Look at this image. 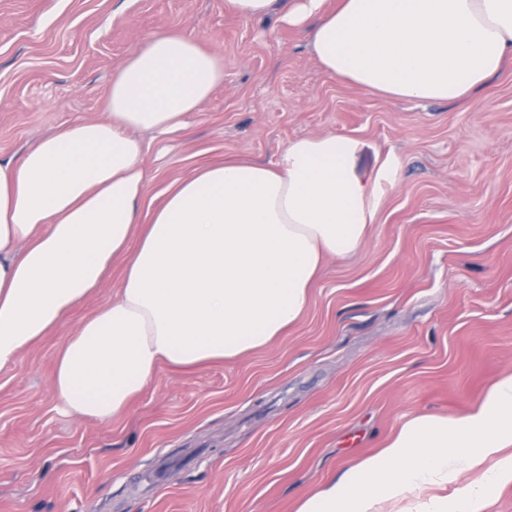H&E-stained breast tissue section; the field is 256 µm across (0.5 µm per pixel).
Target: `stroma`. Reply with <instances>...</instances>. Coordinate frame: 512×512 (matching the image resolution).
Masks as SVG:
<instances>
[{
    "mask_svg": "<svg viewBox=\"0 0 512 512\" xmlns=\"http://www.w3.org/2000/svg\"><path fill=\"white\" fill-rule=\"evenodd\" d=\"M225 0H0V155L98 118L112 73L173 30L224 62L177 131L138 132L143 210L227 159L275 162L337 133L361 168L399 163L360 248L326 259L300 321L269 347L187 371L160 366L126 412L63 415L58 349L119 291L96 294L0 368V512H296L410 419L458 416L512 372V59L459 102L363 91L326 72L309 33Z\"/></svg>",
    "mask_w": 512,
    "mask_h": 512,
    "instance_id": "obj_1",
    "label": "stroma"
}]
</instances>
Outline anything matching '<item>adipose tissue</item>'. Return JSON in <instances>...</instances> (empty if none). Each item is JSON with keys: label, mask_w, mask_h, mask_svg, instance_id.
Here are the masks:
<instances>
[{"label": "adipose tissue", "mask_w": 512, "mask_h": 512, "mask_svg": "<svg viewBox=\"0 0 512 512\" xmlns=\"http://www.w3.org/2000/svg\"><path fill=\"white\" fill-rule=\"evenodd\" d=\"M284 23L308 29L330 74L410 101H456L512 56V0H290ZM224 81V64L161 31L112 78L104 115L0 157V368L57 327L124 260L118 296L60 349L53 387L65 413L122 414L155 369L233 360L300 319L325 257L345 258L376 218L394 159L360 170L343 134L288 142L275 163L229 160L172 184L149 217L136 134L179 129ZM486 465L449 509L428 495L451 473ZM512 482V372L475 408L406 422L297 512H478Z\"/></svg>", "instance_id": "ef3b65f1"}]
</instances>
